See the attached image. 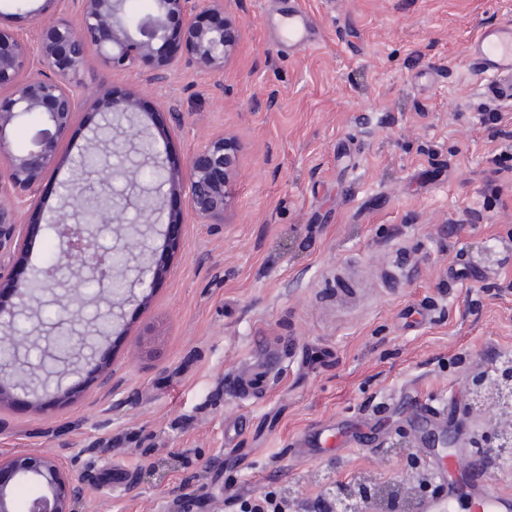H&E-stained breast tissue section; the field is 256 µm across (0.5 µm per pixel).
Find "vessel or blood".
<instances>
[{
  "label": "vessel or blood",
  "instance_id": "1",
  "mask_svg": "<svg viewBox=\"0 0 512 512\" xmlns=\"http://www.w3.org/2000/svg\"><path fill=\"white\" fill-rule=\"evenodd\" d=\"M279 29L282 41L296 51L310 48L317 39L309 13L295 5L280 19ZM466 55L481 90L512 103V23L481 27ZM388 400L405 415L430 476V488L417 498L415 512H512V494L487 484L485 465L467 460L462 448L445 454L437 443V436L448 433L447 398L408 383L392 391Z\"/></svg>",
  "mask_w": 512,
  "mask_h": 512
}]
</instances>
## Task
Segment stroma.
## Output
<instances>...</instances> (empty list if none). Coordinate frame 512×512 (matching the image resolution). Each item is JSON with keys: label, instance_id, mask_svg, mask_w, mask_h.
I'll return each mask as SVG.
<instances>
[{"label": "stroma", "instance_id": "1", "mask_svg": "<svg viewBox=\"0 0 512 512\" xmlns=\"http://www.w3.org/2000/svg\"><path fill=\"white\" fill-rule=\"evenodd\" d=\"M318 44L292 52L276 21L288 0H224L241 41L223 72L193 66L152 81L155 62L77 73L138 113L184 170L221 135L240 176L223 223L203 224L183 195L172 263L145 299L126 305L98 344L103 366L57 364L49 403L0 404V451L68 456L93 480L76 512H244L276 493L313 502L336 484L407 479L413 446L393 415L381 445L315 459L292 441L372 419L386 395L414 380L457 407L449 434L469 457L494 454L495 397L472 412L470 378L512 353V173H495L496 144L479 123L486 98L465 55L479 27L512 22V0H302ZM0 25L29 45L71 0L40 16L7 4ZM102 114L80 112L38 202L22 212L17 252L0 274L23 283L55 243L47 224L58 182ZM505 191L489 206L486 180ZM488 273L461 284L452 268Z\"/></svg>", "mask_w": 512, "mask_h": 512}]
</instances>
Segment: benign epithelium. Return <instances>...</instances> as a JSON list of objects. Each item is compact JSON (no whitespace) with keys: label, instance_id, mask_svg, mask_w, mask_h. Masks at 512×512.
I'll return each instance as SVG.
<instances>
[{"label":"benign epithelium","instance_id":"obj_1","mask_svg":"<svg viewBox=\"0 0 512 512\" xmlns=\"http://www.w3.org/2000/svg\"><path fill=\"white\" fill-rule=\"evenodd\" d=\"M79 15V25H51L43 34L37 53L8 28L0 26V253L17 248L23 234L21 210L37 201V191L52 167L57 148L65 138L77 114L84 108L112 113L119 125L108 131L100 128L92 140L106 145L96 155L91 176L104 187L123 178L130 181L135 193L127 203L99 210L96 224L116 226L122 230L113 248H104L97 239L84 232L85 223L75 202L91 190L85 180L59 184L68 187V195L57 194L51 227L59 237V253L43 270L45 289L55 290L62 276L74 269H88L91 278L104 289L97 293L109 307L110 320L120 317L123 306L137 300L136 290L143 292L167 270L170 252L156 249L150 242L152 218L165 211L167 197L175 191L187 195L191 212L204 224L224 223V213L231 206L227 190L238 174L235 151L224 137L211 139L188 163L185 173L173 172L160 160L159 153L138 156V144L147 139L135 123L138 99L131 93L122 100H112V91L104 86L89 88L76 80V74L91 54L112 69L138 70L149 57L158 61L153 79L163 78L165 71L185 62L197 68L221 72L234 56L240 30L224 16V0H154L156 8L135 27L122 21L123 0H72ZM177 15L183 24L177 42H172L167 19ZM26 116L35 117L40 128L32 145L24 151L10 147L9 133ZM151 164L163 173L160 191L151 193L139 186L138 168ZM134 208L143 224H129L128 208ZM122 256L118 265L112 253ZM121 280L118 291L107 285ZM84 305L81 287L73 289L69 299L58 301L56 332L71 335L76 354L90 359L95 356V336L75 329L82 322ZM20 313L19 306L0 308V345L17 348L9 337V328ZM10 381L0 378V398L14 390L30 391L51 399V389L34 386L35 375L14 369L7 371ZM39 487V494L20 505L18 491L25 483ZM85 486L80 475L60 454L35 450L0 453V512H74V504L84 498Z\"/></svg>","mask_w":512,"mask_h":512}]
</instances>
